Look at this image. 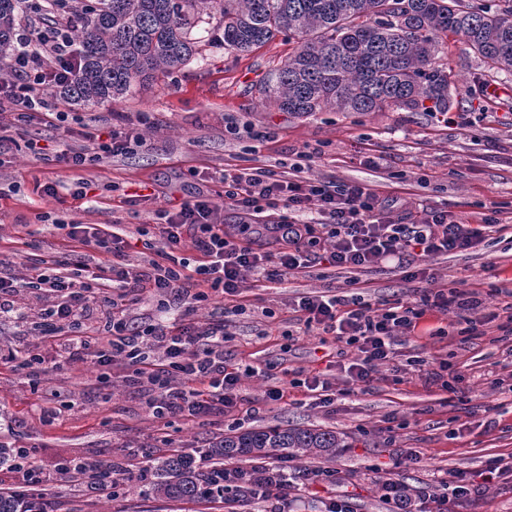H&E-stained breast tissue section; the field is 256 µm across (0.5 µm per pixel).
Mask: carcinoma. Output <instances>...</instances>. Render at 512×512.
<instances>
[{"label":"carcinoma","mask_w":512,"mask_h":512,"mask_svg":"<svg viewBox=\"0 0 512 512\" xmlns=\"http://www.w3.org/2000/svg\"><path fill=\"white\" fill-rule=\"evenodd\" d=\"M20 0H0V74L9 72ZM68 34L80 66L60 94L77 106L113 103L167 78L205 47L250 52L280 34L293 44L261 93L296 116L385 110L445 112L452 95L448 67L438 62L442 36L462 37L488 75L512 72V0H70ZM207 28H202V25ZM433 106H423L424 101ZM349 447L344 434L315 426L277 425L215 438L206 448L150 456L147 492L155 499L210 502L224 458L246 456L232 470L236 495L282 488L269 467L320 458ZM385 498L412 512L420 492L384 485Z\"/></svg>","instance_id":"1"}]
</instances>
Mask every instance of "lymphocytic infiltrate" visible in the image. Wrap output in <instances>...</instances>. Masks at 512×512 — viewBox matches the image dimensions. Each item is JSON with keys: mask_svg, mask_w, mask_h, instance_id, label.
Listing matches in <instances>:
<instances>
[{"mask_svg": "<svg viewBox=\"0 0 512 512\" xmlns=\"http://www.w3.org/2000/svg\"><path fill=\"white\" fill-rule=\"evenodd\" d=\"M17 40L12 77L0 78V98L12 106L11 111L0 112V131L37 119L39 110L49 106L50 92L67 84L78 66L59 23L25 26ZM86 139V145L62 152L60 162L82 169L104 157L126 154L140 143L139 137L117 129L105 140L92 133ZM218 179L224 185L222 202L198 196L174 211L161 212L162 222L156 227L166 247L161 261L128 264L122 238L72 224L67 235L83 249L71 252L67 271L38 267L23 280L1 275L0 319L28 318L32 308L26 293L47 289L58 295L57 302L41 310L40 318L46 331L62 334V341L44 352L21 351L14 358L16 368L32 375L48 363L90 361L125 384L150 383L154 413L165 430L159 441L171 448L176 423L236 408L241 373L224 357L228 334L223 313L213 315L203 328L168 324L153 316L131 317L130 305L143 300H156L162 310L174 299L191 309L213 293L228 300L241 295L243 275L251 271L283 283L290 272L316 263L358 270L393 259L406 278L426 282L418 300L375 308L355 294H319L298 297L292 304L296 322L305 330L331 334L356 350V359L346 369L351 385L368 384L375 368L395 357L398 334L418 335L428 315L449 306H457L464 315L451 327H437V335H478L479 322L469 316L477 300L463 288L436 287L428 262L485 243L498 229L495 215H482L474 223L445 209L397 215L392 200L368 185L286 180L262 168H228ZM228 206L247 215V222L225 223L223 211ZM270 208L279 212L277 235L264 239L257 236L250 219ZM312 213L318 214L317 222H308ZM187 233L197 251L193 257L182 252ZM95 316L105 321L107 346H100L87 332V323ZM148 344L161 350L159 359H149L144 350ZM12 470L22 486L74 472L68 464L47 468L32 448L17 449Z\"/></svg>", "mask_w": 512, "mask_h": 512, "instance_id": "lymphocytic-infiltrate-1", "label": "lymphocytic infiltrate"}]
</instances>
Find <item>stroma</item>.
<instances>
[{
    "label": "stroma",
    "mask_w": 512,
    "mask_h": 512,
    "mask_svg": "<svg viewBox=\"0 0 512 512\" xmlns=\"http://www.w3.org/2000/svg\"><path fill=\"white\" fill-rule=\"evenodd\" d=\"M289 45L276 38L249 53L215 49L152 86L114 104L77 108L88 131L118 129L139 135L144 145L71 171L58 162L65 150L82 145L79 131H66L54 119L11 129L0 142V263L19 278L30 265L72 248L53 231L61 224L111 225L127 243L126 260L157 258L137 229L157 223L158 212L197 194L224 192L215 172L231 166L264 168L276 175L345 183H365L397 198L398 209L445 208L472 216L498 210L504 231L464 253L431 262L440 288L465 281L482 302L479 315L512 313V73L487 78L480 61L460 37L449 36L438 58L454 85L452 111L481 112L469 132L437 122L424 112H319L297 117L269 104L259 91L262 79L279 67ZM147 123H139L140 113ZM270 140H262V133ZM38 140L45 149L34 157L25 147ZM374 164H364V156ZM86 197H79L81 184ZM147 185L150 201L122 203L123 194ZM54 194H46V186ZM496 272H488V265ZM423 284L404 279L381 262L369 271H340L314 265L287 283L246 275L245 308L228 317L226 358L240 367L265 371V379L242 376L240 392L250 402L224 415L183 425L177 444L203 448L230 427L319 425L343 433L349 445L331 463V478L313 485L296 512H324L329 503L352 512H392L381 485L393 479L436 493L440 480L457 475L473 480L470 494L448 499L447 512H512V335L487 324L482 336H399L393 360L379 365L365 391L346 397L348 379L333 369L327 379L333 402L318 394L291 390L287 405L263 402L267 386H284L320 369L322 356L347 363L355 351L334 336L314 331L294 334L291 302L317 292L358 294L373 304L414 300ZM48 344L37 320L16 326L0 322V355L40 351ZM447 362L458 376L445 390L420 371L418 360ZM149 388H130L103 379L91 363L65 364L30 384L21 371L0 364V444L33 448L43 464L91 458L127 462L133 450L155 445L160 423L148 401ZM419 451L418 460L407 454ZM499 473L484 479L488 467ZM50 503L68 512H228L220 503L157 500L146 483H126L122 495L85 494L70 477L53 479Z\"/></svg>",
    "instance_id": "obj_1"
}]
</instances>
